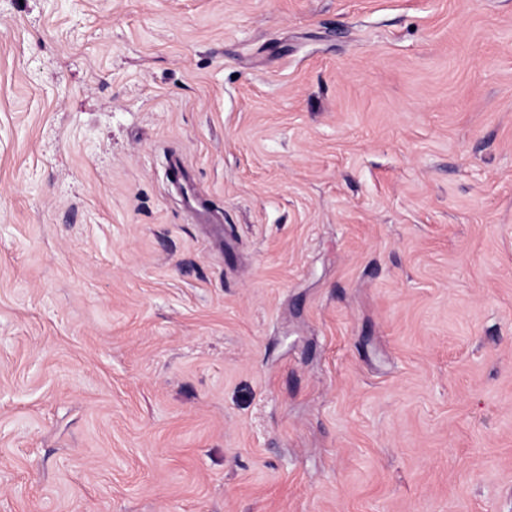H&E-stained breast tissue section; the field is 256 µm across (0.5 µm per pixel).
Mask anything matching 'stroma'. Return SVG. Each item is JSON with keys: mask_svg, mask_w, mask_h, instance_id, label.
Here are the masks:
<instances>
[{"mask_svg": "<svg viewBox=\"0 0 512 512\" xmlns=\"http://www.w3.org/2000/svg\"><path fill=\"white\" fill-rule=\"evenodd\" d=\"M0 512H512V0H0Z\"/></svg>", "mask_w": 512, "mask_h": 512, "instance_id": "stroma-1", "label": "stroma"}]
</instances>
